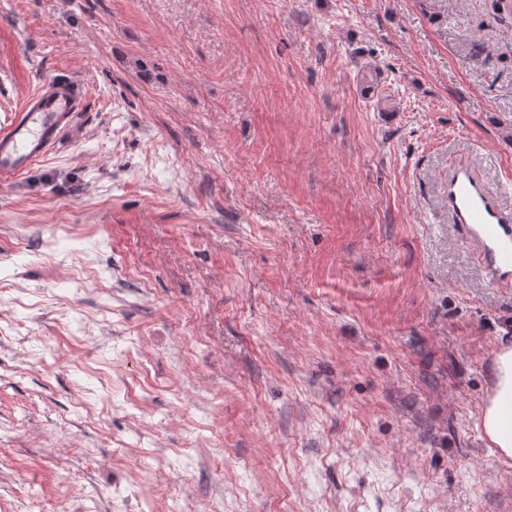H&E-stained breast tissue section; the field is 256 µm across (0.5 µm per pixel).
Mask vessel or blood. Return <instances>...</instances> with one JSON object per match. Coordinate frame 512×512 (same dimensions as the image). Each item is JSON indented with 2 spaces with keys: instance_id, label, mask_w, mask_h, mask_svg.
<instances>
[{
  "instance_id": "obj_1",
  "label": "vessel or blood",
  "mask_w": 512,
  "mask_h": 512,
  "mask_svg": "<svg viewBox=\"0 0 512 512\" xmlns=\"http://www.w3.org/2000/svg\"><path fill=\"white\" fill-rule=\"evenodd\" d=\"M84 93L76 81L51 79L22 102L11 122L0 128L1 180L29 171L56 151L65 135L77 132ZM448 211L464 227L490 281L511 284L512 211L503 207L498 190L469 166L455 165L448 173Z\"/></svg>"
}]
</instances>
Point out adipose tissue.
<instances>
[{"mask_svg":"<svg viewBox=\"0 0 512 512\" xmlns=\"http://www.w3.org/2000/svg\"><path fill=\"white\" fill-rule=\"evenodd\" d=\"M476 427L501 462H512V344L501 345L494 353L493 383Z\"/></svg>","mask_w":512,"mask_h":512,"instance_id":"adipose-tissue-1","label":"adipose tissue"}]
</instances>
